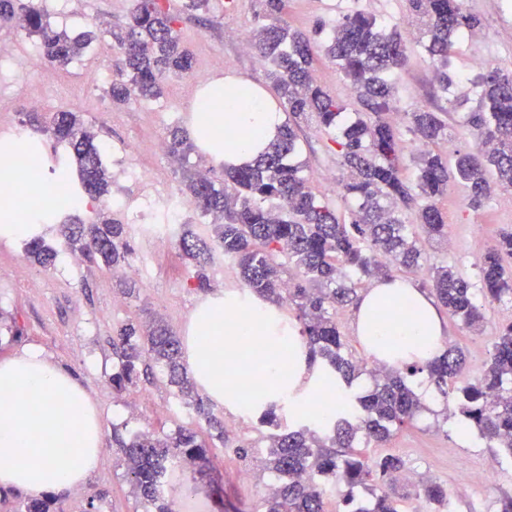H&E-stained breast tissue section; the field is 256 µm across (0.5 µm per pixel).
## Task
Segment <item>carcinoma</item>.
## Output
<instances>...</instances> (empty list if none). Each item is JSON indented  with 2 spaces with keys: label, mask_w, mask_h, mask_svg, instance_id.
Returning <instances> with one entry per match:
<instances>
[{
  "label": "carcinoma",
  "mask_w": 512,
  "mask_h": 512,
  "mask_svg": "<svg viewBox=\"0 0 512 512\" xmlns=\"http://www.w3.org/2000/svg\"><path fill=\"white\" fill-rule=\"evenodd\" d=\"M250 42L268 66L283 111L288 114L276 136L253 161L241 166L198 169L183 177L186 195L204 217L211 218L208 236L184 226L177 244L196 264L197 288L207 285L206 266L220 251L234 262L245 297L255 296L295 314L307 348L308 366L316 368L310 399L340 395L332 409L312 425L310 415H293L295 429L282 428L278 403L258 405L268 457L262 470L278 476L277 489L263 498V512H327L326 493L334 487L343 493L347 512H399L391 487L394 475L404 471L394 455L368 457L355 449L357 436L383 442L392 429L409 422L423 409L422 401L406 378L425 373L444 396L452 397L461 416L488 443L512 455V321L497 327L490 359L474 380L461 379L464 358L454 348L436 361L401 368L381 366L370 372L373 387L350 398L344 391L362 374L364 365L345 350L337 320L339 309L352 302L356 288L371 278H390L396 271L426 270L436 300L460 324L479 330L484 323L470 279L450 264L425 266L423 241L448 238V224L437 198L454 179L467 190L469 206L489 200L495 187L512 188V71L493 68L471 81L464 96H473L476 108L463 113L461 126L474 136L473 151H456L453 165L437 149L452 142L448 123L439 113L415 107L402 129L383 114L395 107V71L409 60L408 48L395 28L361 12L336 16L327 36L293 30L283 19L285 0H255ZM407 15L421 24L423 55L435 67L437 90L456 108L450 96L454 80L448 76V54L460 38L479 29L478 17L466 11L464 0H405ZM13 21L29 36L37 37L41 55L61 68L80 56L93 41L92 33L72 38L53 31L40 9L24 0H0V22ZM180 16L162 0H132L124 31L116 36L124 54V69L108 83L115 105L133 98L153 99L171 74L188 75L194 67L192 52L181 43ZM336 65L357 93L361 110L349 113L342 101L313 83L310 69L319 53ZM314 117L318 127L336 145L342 199L350 206L340 219L323 203L302 175L297 129L299 120ZM53 141L72 149L79 190L65 184L70 194L97 202L111 193V176L103 162L104 145L75 112L52 115L42 128ZM170 156L185 161L196 145L176 127L166 142ZM410 155L414 180L405 176V155ZM34 164L27 170L29 192L45 182V163L30 150ZM414 211L416 224L405 221ZM57 245L36 236L26 243V254L43 267L51 265L56 247L77 251L89 261L101 260L113 271L127 265L131 254L129 231L112 220L105 209L83 217L84 209L59 206ZM296 270L286 276L288 266ZM481 294L489 302L512 300V230L499 234L495 247L479 265ZM121 370L112 375L121 391L133 383L140 368L150 361L166 372L186 404L215 437L226 440L224 423L200 397L197 384L182 356V342L160 318L143 325L126 323L112 339ZM131 487L145 512H169L163 487L183 460L197 469L208 464L207 445L191 428H179L163 438L148 432L133 433L122 444ZM364 490L370 507L355 504V491ZM413 495L429 504L448 502V491L432 480L413 485Z\"/></svg>",
  "instance_id": "cac0c4a2"
}]
</instances>
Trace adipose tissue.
<instances>
[{"mask_svg":"<svg viewBox=\"0 0 512 512\" xmlns=\"http://www.w3.org/2000/svg\"><path fill=\"white\" fill-rule=\"evenodd\" d=\"M214 109L213 138L228 165L256 156L282 123L259 91L252 111L229 112L221 102ZM276 315L257 299L233 309L222 299L198 308L195 333L185 339L186 361L211 401L224 402L227 388L255 376L272 400L303 383L305 344L292 333L288 349H281L269 328ZM353 328L367 353L393 368L434 361L447 341L432 300L405 279H381L364 291ZM103 439L99 412L72 371L35 347L0 358V488L41 499L82 486L99 465Z\"/></svg>","mask_w":512,"mask_h":512,"instance_id":"obj_1","label":"adipose tissue"}]
</instances>
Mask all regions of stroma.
Returning a JSON list of instances; mask_svg holds the SVG:
<instances>
[{"label":"stroma","instance_id":"35a3bbf8","mask_svg":"<svg viewBox=\"0 0 512 512\" xmlns=\"http://www.w3.org/2000/svg\"><path fill=\"white\" fill-rule=\"evenodd\" d=\"M34 2L54 29L73 34L90 29L97 39L68 69L52 65L38 70L26 62L37 48L34 38L0 23V140L10 137L13 125L25 121L30 98H46L45 111L49 114L62 110L79 113L87 127L112 147L104 163L112 173L107 204L113 218L127 224L132 211L141 210L153 223H166L162 205L148 206L141 184L124 177L122 170L125 164H132L148 172L156 186L179 192L184 168L211 161V153L200 148L180 166L155 153L153 142L165 138L170 126H191L196 97L214 80L231 77L256 90L271 92L265 68L235 40L253 26V0H208L201 19L183 15L178 31L195 56L193 73L170 77L158 98L133 99L119 106L106 98L98 75L103 71L115 74L122 67L123 56L113 34L123 25L131 0ZM465 7L481 18L483 26L477 36L455 44L449 60L451 73L464 82L484 68L512 67V12L502 11L499 0H465ZM357 10L397 23L403 15V0H287L284 19L291 28L310 32L337 14ZM477 58L482 60V67L474 66ZM396 79L400 110L438 107V100L431 95L432 68L421 55L412 54ZM301 136L305 174L314 193L322 202L343 209L331 141L312 123L302 125ZM129 140L138 141L141 149L127 158L120 149ZM465 197L461 184L449 182L439 206L455 245L450 248L432 242L426 244L425 253L428 264L449 263L474 279L479 262L495 246L501 230L512 227V188L496 191L478 209L469 208ZM130 245L133 255L147 256L149 271L138 282L139 294L126 297L118 291L115 273L105 265L87 261L71 265L70 251L64 248L54 266L45 268L26 257L23 242L0 241V356L30 345L42 348L79 377L105 429L101 463L86 485L64 494H49L48 499L63 512H143L130 492L120 443L136 431L161 437L184 427L209 439L211 467L195 473L182 486L166 489L170 512H225L229 504L238 512H257L263 487L260 482L241 479L242 471L259 470L267 452L265 430L257 425L253 413L230 403L213 405V413L234 428L224 444L210 439L205 422L193 407L184 404L158 370L139 375L123 392L112 389V376L120 369L112 338L121 325L159 316L178 336L191 335L195 313L203 302L238 291L236 267L223 255H214L208 269L210 286L203 291L192 287L193 263L182 256L177 245L162 248L135 231L130 234ZM482 311L485 321L478 332L463 328L448 311L440 313L447 327V341L462 351L465 373L471 378L486 363L498 324L512 321L510 302H487ZM17 328L23 334L16 339L12 333ZM410 384L421 395L425 411L392 431L384 443L357 441L366 455H399L406 472L419 480H435L449 490L448 503L440 508L411 496L408 488H399L401 512H500L502 498L512 496V471L503 470L490 489L456 492L460 474L481 470L493 453L458 413L447 412L446 400L426 375L412 377ZM241 443L253 446L252 458L236 456L233 447Z\"/></svg>","mask_w":512,"mask_h":512}]
</instances>
